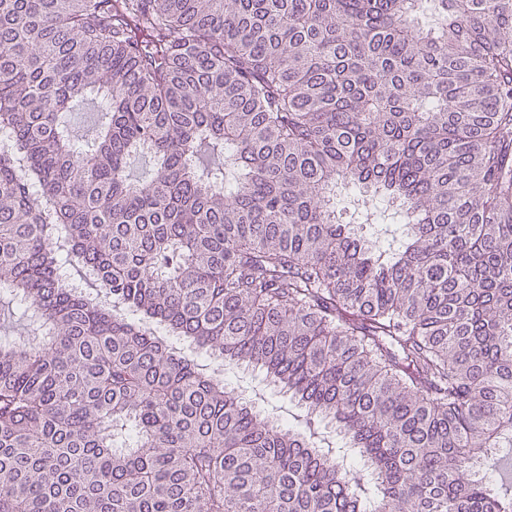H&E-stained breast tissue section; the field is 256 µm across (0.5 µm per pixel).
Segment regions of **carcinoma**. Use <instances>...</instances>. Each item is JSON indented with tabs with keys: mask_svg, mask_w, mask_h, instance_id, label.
Segmentation results:
<instances>
[{
	"mask_svg": "<svg viewBox=\"0 0 512 512\" xmlns=\"http://www.w3.org/2000/svg\"><path fill=\"white\" fill-rule=\"evenodd\" d=\"M0 133V512H512V0H0ZM246 379H252L253 385L255 386V393L260 394L262 400H259L258 405L261 409H277L275 411H279L280 415L287 417L288 419H283L286 422H295V417L298 415H304V411L296 406L294 403L289 402L288 397L280 393L277 389L268 385L265 380L263 374L258 371H244L243 369H239L236 367H224V382L227 384L229 388H233L236 391L238 385ZM239 392V391H238ZM281 410V411H280ZM290 414L291 416H289Z\"/></svg>",
	"mask_w": 512,
	"mask_h": 512,
	"instance_id": "cac0c4a2",
	"label": "carcinoma"
}]
</instances>
